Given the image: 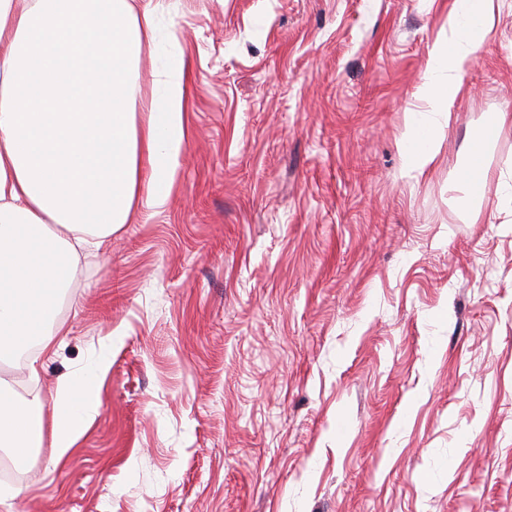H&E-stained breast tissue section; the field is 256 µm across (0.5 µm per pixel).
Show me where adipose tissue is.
Returning <instances> with one entry per match:
<instances>
[{"label":"adipose tissue","mask_w":512,"mask_h":512,"mask_svg":"<svg viewBox=\"0 0 512 512\" xmlns=\"http://www.w3.org/2000/svg\"><path fill=\"white\" fill-rule=\"evenodd\" d=\"M496 0H453L447 37L431 51L422 97L402 139L406 164L425 172L450 123L460 75L494 26ZM154 14L128 0H0V360L24 353L38 380L59 336V305L80 251L101 250L134 204L164 207L186 145L184 62L169 64L146 114L131 67ZM512 114L499 112L459 171L461 208L482 197L486 144ZM102 357L57 378L51 407L18 401L0 380V447L23 461L49 443L76 447L99 408Z\"/></svg>","instance_id":"obj_1"}]
</instances>
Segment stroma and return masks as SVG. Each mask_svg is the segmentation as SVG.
I'll use <instances>...</instances> for the list:
<instances>
[{
  "label": "stroma",
  "mask_w": 512,
  "mask_h": 512,
  "mask_svg": "<svg viewBox=\"0 0 512 512\" xmlns=\"http://www.w3.org/2000/svg\"><path fill=\"white\" fill-rule=\"evenodd\" d=\"M450 0H131L133 84L183 58L187 143L61 302L66 345L13 390L108 355L74 451L0 512H512V125L458 204L475 134L512 113V0L465 66L431 171L401 139Z\"/></svg>",
  "instance_id": "obj_1"
}]
</instances>
